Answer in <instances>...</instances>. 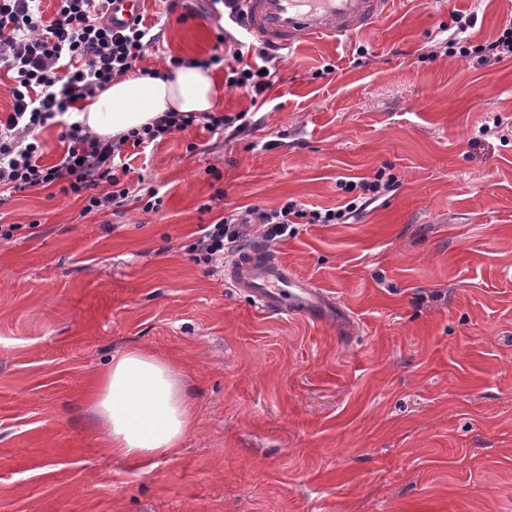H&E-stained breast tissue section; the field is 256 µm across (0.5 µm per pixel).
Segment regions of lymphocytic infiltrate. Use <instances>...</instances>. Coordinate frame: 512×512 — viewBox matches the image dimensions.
Instances as JSON below:
<instances>
[{
  "label": "lymphocytic infiltrate",
  "instance_id": "f902f5d3",
  "mask_svg": "<svg viewBox=\"0 0 512 512\" xmlns=\"http://www.w3.org/2000/svg\"><path fill=\"white\" fill-rule=\"evenodd\" d=\"M42 0H0V74L13 82L12 110L0 119V186L22 192L37 187H58L61 194L83 200V213L120 208L134 201L143 211L161 204L153 187L134 193L123 182L131 167L123 152L156 144L166 135L201 124L209 132L244 131L248 114L215 112L161 113L151 123L115 137H97L79 123L63 126L59 140L63 152L47 165L42 158L46 144L44 128L59 123L60 117L78 102L95 96L115 77L133 71L160 41V32L137 18L111 25L108 15L116 0H59L53 19H45ZM213 14L222 20L215 35L223 53L205 59V66H219L227 73L229 86L262 95L272 85L280 60L278 52L239 37L244 12L239 0H210ZM476 14L459 17L455 31L445 44L449 53L487 63L512 56V22L500 35L481 44L471 42L468 31ZM253 61H245V54ZM60 124V123H59ZM399 180L389 168L377 169L367 178L340 182L350 194L342 207L304 214L295 201L260 212L265 237L276 239L294 234L293 219L309 218L314 224H343L382 196L396 191ZM239 213L222 216L200 228L189 250L196 263L219 266L240 247Z\"/></svg>",
  "mask_w": 512,
  "mask_h": 512
}]
</instances>
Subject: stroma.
<instances>
[{"label": "stroma", "mask_w": 512, "mask_h": 512, "mask_svg": "<svg viewBox=\"0 0 512 512\" xmlns=\"http://www.w3.org/2000/svg\"><path fill=\"white\" fill-rule=\"evenodd\" d=\"M209 10L145 0L164 35L141 67L212 55ZM472 12L481 43L512 0H396L368 32L282 50L262 97L216 106L257 125L132 156L159 210L86 215L55 187L0 205L19 227L0 242V512H512V57L446 54ZM385 166L397 190L350 223L272 243L348 332L257 309L187 250L225 210L334 208ZM131 348L196 401L169 457L113 456L90 409Z\"/></svg>", "instance_id": "1"}]
</instances>
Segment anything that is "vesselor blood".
Masks as SVG:
<instances>
[{"instance_id": "1", "label": "vessel or blood", "mask_w": 512, "mask_h": 512, "mask_svg": "<svg viewBox=\"0 0 512 512\" xmlns=\"http://www.w3.org/2000/svg\"><path fill=\"white\" fill-rule=\"evenodd\" d=\"M393 0H242L247 33L277 48L306 40L348 37L371 29ZM224 281L267 313H298L313 322H345L333 297L299 275L270 246L253 242L224 266Z\"/></svg>"}]
</instances>
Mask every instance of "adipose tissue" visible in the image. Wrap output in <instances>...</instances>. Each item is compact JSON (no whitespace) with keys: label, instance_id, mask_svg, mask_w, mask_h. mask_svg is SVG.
I'll use <instances>...</instances> for the list:
<instances>
[{"label":"adipose tissue","instance_id":"ef3b65f1","mask_svg":"<svg viewBox=\"0 0 512 512\" xmlns=\"http://www.w3.org/2000/svg\"><path fill=\"white\" fill-rule=\"evenodd\" d=\"M224 94L217 70L188 65L152 76L116 77L86 99L74 121L91 134L113 136L151 122L161 112H209ZM173 361L135 348L113 357L93 386V408L113 455L138 461L170 456L195 427L198 412Z\"/></svg>","mask_w":512,"mask_h":512}]
</instances>
